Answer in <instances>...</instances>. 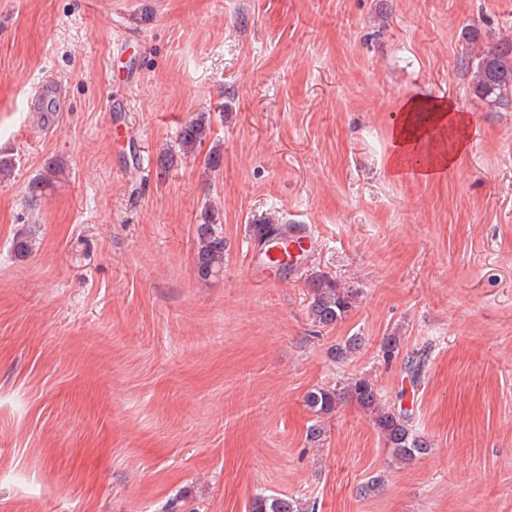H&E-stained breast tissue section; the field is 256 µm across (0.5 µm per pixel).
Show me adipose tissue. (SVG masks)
<instances>
[{"label":"adipose tissue","mask_w":512,"mask_h":512,"mask_svg":"<svg viewBox=\"0 0 512 512\" xmlns=\"http://www.w3.org/2000/svg\"><path fill=\"white\" fill-rule=\"evenodd\" d=\"M471 120L450 101L415 97L403 103L391 131L393 150L385 169L391 177L433 174L453 168L470 144Z\"/></svg>","instance_id":"1"}]
</instances>
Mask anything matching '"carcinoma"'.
I'll return each instance as SVG.
<instances>
[{
	"label": "carcinoma",
	"mask_w": 512,
	"mask_h": 512,
	"mask_svg": "<svg viewBox=\"0 0 512 512\" xmlns=\"http://www.w3.org/2000/svg\"><path fill=\"white\" fill-rule=\"evenodd\" d=\"M472 94L491 108L512 105V40L489 47L478 57L474 67ZM211 115L201 112L186 121L178 132L179 154L164 156V163L172 166L182 157L194 155L195 150L211 131ZM60 172L48 166L46 174L31 185V198L42 194L51 185V176ZM197 251L195 269L198 277L208 279L224 268V228L218 222V211L207 207L201 213V223L196 225ZM358 292L343 288L328 276L312 282L310 315L323 327L333 326L352 312ZM354 402L370 413L374 426L385 442L392 457L410 463L429 453L428 441L412 430L409 415L394 406L382 403L381 396L369 380L358 378L340 390L317 388L306 396L307 406L318 415H327L342 402ZM251 512H299L297 500L286 495H257L251 503Z\"/></svg>",
	"instance_id": "obj_1"
}]
</instances>
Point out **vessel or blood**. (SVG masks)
Listing matches in <instances>:
<instances>
[{"label":"vessel or blood","instance_id":"1","mask_svg":"<svg viewBox=\"0 0 512 512\" xmlns=\"http://www.w3.org/2000/svg\"><path fill=\"white\" fill-rule=\"evenodd\" d=\"M318 244V235L309 224H282L267 237L258 253L252 255V276L264 284H275L280 280L284 256H297L298 252H312Z\"/></svg>","mask_w":512,"mask_h":512}]
</instances>
